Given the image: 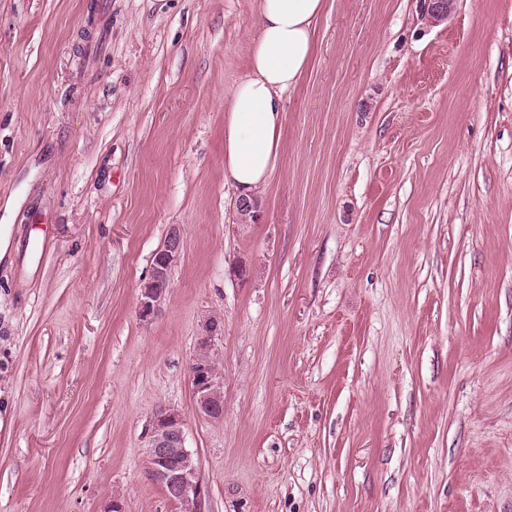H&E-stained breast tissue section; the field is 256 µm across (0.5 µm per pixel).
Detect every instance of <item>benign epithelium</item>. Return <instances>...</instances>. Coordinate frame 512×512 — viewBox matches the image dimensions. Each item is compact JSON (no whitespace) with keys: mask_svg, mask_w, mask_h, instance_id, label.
Segmentation results:
<instances>
[{"mask_svg":"<svg viewBox=\"0 0 512 512\" xmlns=\"http://www.w3.org/2000/svg\"><path fill=\"white\" fill-rule=\"evenodd\" d=\"M420 3L429 24L438 26L452 18L456 0H420ZM182 248L181 230L174 226L154 254L149 278L139 288L138 311L142 320L149 322L162 314L168 298L170 272ZM223 332L221 318L204 319L189 364L194 410L209 420L224 416V371L213 363L220 356L218 341ZM146 448L149 475L180 506L181 512H209L208 490L198 463L186 446V420L180 411L162 405L156 409L147 429Z\"/></svg>","mask_w":512,"mask_h":512,"instance_id":"benign-epithelium-1","label":"benign epithelium"}]
</instances>
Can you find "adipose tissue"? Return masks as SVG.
<instances>
[{"instance_id":"ef3b65f1","label":"adipose tissue","mask_w":512,"mask_h":512,"mask_svg":"<svg viewBox=\"0 0 512 512\" xmlns=\"http://www.w3.org/2000/svg\"><path fill=\"white\" fill-rule=\"evenodd\" d=\"M325 0H259L246 75L224 101V178L246 198L270 182L282 148L283 95L306 72Z\"/></svg>"}]
</instances>
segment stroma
<instances>
[{
    "mask_svg": "<svg viewBox=\"0 0 512 512\" xmlns=\"http://www.w3.org/2000/svg\"><path fill=\"white\" fill-rule=\"evenodd\" d=\"M258 0H0V512H512V0H326L259 213L224 179ZM165 313L138 288L169 229ZM245 265L238 278L235 265ZM221 316L224 416L188 365ZM421 11L424 12L431 26H438L452 18L456 0H420ZM149 475L181 512H210L208 490L198 463L186 446V420L177 409L159 406L146 433Z\"/></svg>",
    "mask_w": 512,
    "mask_h": 512,
    "instance_id": "1",
    "label": "stroma"
}]
</instances>
